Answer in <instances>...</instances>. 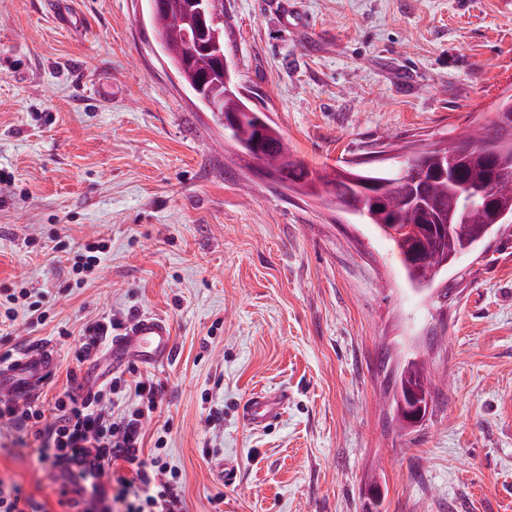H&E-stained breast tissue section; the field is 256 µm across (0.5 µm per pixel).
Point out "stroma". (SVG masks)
<instances>
[{"label":"stroma","instance_id":"35a3bbf8","mask_svg":"<svg viewBox=\"0 0 512 512\" xmlns=\"http://www.w3.org/2000/svg\"><path fill=\"white\" fill-rule=\"evenodd\" d=\"M224 52L248 105L327 171L460 133L511 88L512 0H224ZM0 172V289L47 312L0 323V353L53 347L48 413L79 386L87 324L164 317L175 359L131 377L162 387L143 446L164 433L185 512H366L374 484L378 512H512V232L414 289L372 225L225 144L146 0H0ZM59 239L110 250L78 283ZM413 359L436 391L403 430ZM258 390L288 393L262 432L240 418ZM39 448L0 421V480L61 512ZM423 396L413 387L404 384L397 390L395 403L399 420L406 418L409 426H415L421 423L427 412V408L422 402Z\"/></svg>","mask_w":512,"mask_h":512}]
</instances>
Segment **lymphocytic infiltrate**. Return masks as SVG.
I'll return each instance as SVG.
<instances>
[{"mask_svg":"<svg viewBox=\"0 0 512 512\" xmlns=\"http://www.w3.org/2000/svg\"><path fill=\"white\" fill-rule=\"evenodd\" d=\"M130 385L135 388L138 404L123 415H113L107 409L111 395ZM162 401L160 387L143 381L132 385L118 375L92 397L81 399L69 391L56 397L52 421H45L43 411L36 406L22 408L5 400H0V418H9L18 429L32 431L40 442L41 455L53 463L91 450L105 467L124 462L129 473L116 475L120 490L104 512H113L118 503L125 505V512H183L179 473L161 454H143L142 420Z\"/></svg>","mask_w":512,"mask_h":512,"instance_id":"1","label":"lymphocytic infiltrate"}]
</instances>
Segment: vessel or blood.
<instances>
[{
    "label": "vessel or blood",
    "instance_id": "1",
    "mask_svg": "<svg viewBox=\"0 0 512 512\" xmlns=\"http://www.w3.org/2000/svg\"><path fill=\"white\" fill-rule=\"evenodd\" d=\"M177 346L172 328L157 315H139L130 320L122 331L112 335L107 355L114 368L130 363L142 367L156 366L175 358ZM54 364L50 346L22 353L9 364H0V390L20 395L35 393L46 381ZM288 400L287 394H252L241 408L243 422L253 430H263L281 417ZM58 475L83 499L98 504L105 495V478L96 453L78 456L62 465Z\"/></svg>",
    "mask_w": 512,
    "mask_h": 512
}]
</instances>
